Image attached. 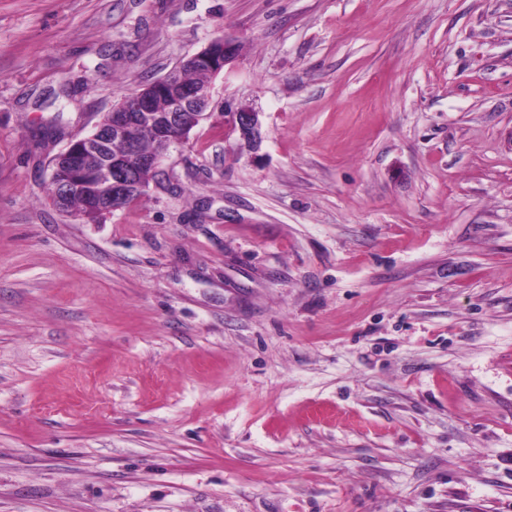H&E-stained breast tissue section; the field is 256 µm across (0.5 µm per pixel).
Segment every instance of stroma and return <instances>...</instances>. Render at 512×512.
<instances>
[{"mask_svg":"<svg viewBox=\"0 0 512 512\" xmlns=\"http://www.w3.org/2000/svg\"><path fill=\"white\" fill-rule=\"evenodd\" d=\"M220 36L165 180L52 208ZM0 512H512V0H0ZM236 41L229 36L210 40L200 51L182 58L175 68L163 77L148 82L132 97V103L124 100L113 104L94 123L85 135L72 136L65 149L55 157L51 167L54 176L59 162L69 167L71 178L55 186L51 196L53 206L60 212L81 219V214L63 212L66 201L73 195L89 193L100 208L101 217L121 208L130 199L141 197L149 188L142 182L141 173L150 170L153 178L163 175V161L170 149L180 142L188 140V126H182V112H195L193 126L210 116L207 112L211 103V82L224 74L236 60L233 47ZM184 67H203L205 70H186L182 74L185 81L203 85L183 83L178 72ZM167 96L170 106L167 111L155 110V101ZM179 130V134L176 132ZM155 139L156 150H152ZM144 138V139H143ZM143 139V140H142ZM141 151L140 150V141ZM124 154L112 155V151ZM112 149V150H111ZM94 166V178L91 184L85 183L82 174L88 166ZM224 112V117L229 122L232 131H237L240 139L257 148L262 139L261 112L251 105L233 101L224 102Z\"/></svg>","mask_w":512,"mask_h":512,"instance_id":"1","label":"stroma"}]
</instances>
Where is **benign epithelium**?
<instances>
[{"instance_id": "obj_1", "label": "benign epithelium", "mask_w": 512, "mask_h": 512, "mask_svg": "<svg viewBox=\"0 0 512 512\" xmlns=\"http://www.w3.org/2000/svg\"><path fill=\"white\" fill-rule=\"evenodd\" d=\"M235 40L229 36L210 40L200 51L182 58L163 77L148 82L132 97L112 105L94 123L90 132L71 137L65 149L55 157L51 172L62 162L71 178L55 186L53 206L60 210L73 195L90 194L100 208L101 216L121 208L129 200L141 197L149 188L142 182L145 170L155 177L164 174L163 161L170 149L188 140V127L182 125V113L193 112V125L209 118L211 84L200 88L183 83L178 72L185 67H203L210 79L224 74L236 60ZM160 96L170 100L167 111L155 110ZM261 112L242 102H224V117L240 139L256 148L261 143ZM155 139L156 150L144 153L140 141ZM120 143L124 153L112 154V143Z\"/></svg>"}]
</instances>
